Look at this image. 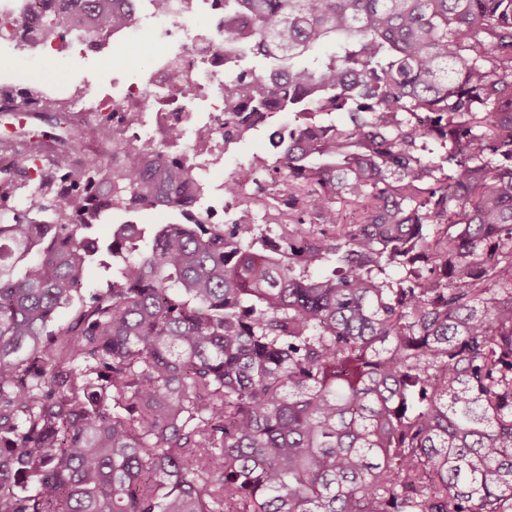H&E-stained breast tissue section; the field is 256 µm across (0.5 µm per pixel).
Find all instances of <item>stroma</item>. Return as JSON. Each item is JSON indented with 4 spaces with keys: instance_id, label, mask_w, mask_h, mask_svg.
<instances>
[{
    "instance_id": "1",
    "label": "stroma",
    "mask_w": 512,
    "mask_h": 512,
    "mask_svg": "<svg viewBox=\"0 0 512 512\" xmlns=\"http://www.w3.org/2000/svg\"><path fill=\"white\" fill-rule=\"evenodd\" d=\"M136 36L124 42L121 50L105 45L66 57L55 55L49 48H23L10 41L0 43V85L23 87L40 81L60 95L82 90L102 96L123 86L141 85L144 72L151 64L154 42L146 21L135 24ZM268 146L266 131L230 145L221 162L204 174L209 192L203 201L215 213L216 221L224 219V181L237 167L253 164L265 157Z\"/></svg>"
}]
</instances>
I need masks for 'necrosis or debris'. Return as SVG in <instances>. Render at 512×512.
Masks as SVG:
<instances>
[{"mask_svg": "<svg viewBox=\"0 0 512 512\" xmlns=\"http://www.w3.org/2000/svg\"><path fill=\"white\" fill-rule=\"evenodd\" d=\"M176 9L168 14H154L153 33L156 41L166 43L177 39L179 51H166L156 57L147 87L130 86L124 91L104 97L84 92L70 94L71 111L138 113L139 120L130 129L138 140L189 138L198 143L200 130H207L208 143L221 139L224 131V75L229 70L228 56L223 41L201 35L195 26L201 0H176ZM190 71L193 76L191 91L173 83L174 67ZM157 90L170 102L169 107L148 109L144 99L148 90ZM207 100V119L192 120L190 102L196 98Z\"/></svg>", "mask_w": 512, "mask_h": 512, "instance_id": "4bbe7bcc", "label": "necrosis or debris"}]
</instances>
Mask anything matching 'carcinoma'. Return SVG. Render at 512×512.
<instances>
[{
    "label": "carcinoma",
    "mask_w": 512,
    "mask_h": 512,
    "mask_svg": "<svg viewBox=\"0 0 512 512\" xmlns=\"http://www.w3.org/2000/svg\"><path fill=\"white\" fill-rule=\"evenodd\" d=\"M47 2L31 44L137 11ZM224 38V146L293 119L222 224L195 155L3 101L59 134L0 150V512H512V0H224ZM144 208L183 222L97 236Z\"/></svg>",
    "instance_id": "cac0c4a2"
}]
</instances>
